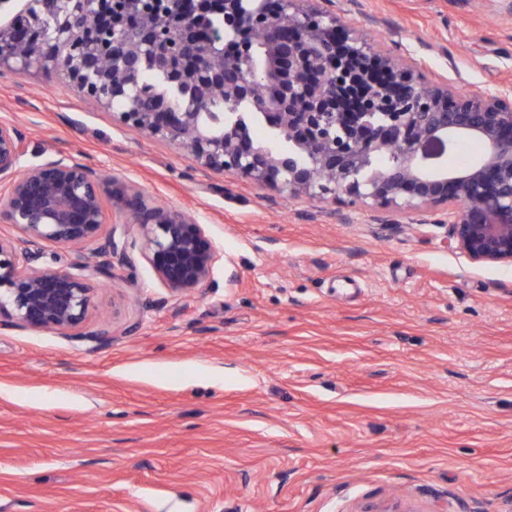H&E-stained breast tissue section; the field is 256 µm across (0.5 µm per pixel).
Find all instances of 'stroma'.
<instances>
[{
	"label": "stroma",
	"instance_id": "1",
	"mask_svg": "<svg viewBox=\"0 0 512 512\" xmlns=\"http://www.w3.org/2000/svg\"><path fill=\"white\" fill-rule=\"evenodd\" d=\"M316 5L424 81L512 87V0ZM112 113L62 72L0 68L21 166L132 181L224 263L176 298L139 259L80 330H0V512H512V264L451 248L446 206L291 197Z\"/></svg>",
	"mask_w": 512,
	"mask_h": 512
}]
</instances>
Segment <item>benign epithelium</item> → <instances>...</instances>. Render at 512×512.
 Segmentation results:
<instances>
[{
  "label": "benign epithelium",
  "instance_id": "obj_1",
  "mask_svg": "<svg viewBox=\"0 0 512 512\" xmlns=\"http://www.w3.org/2000/svg\"><path fill=\"white\" fill-rule=\"evenodd\" d=\"M41 0L55 26L31 45L77 89L109 105L133 99L143 63L199 100L224 92L264 110L289 152L251 137L242 121L215 125L204 112L137 106L113 116L144 134L182 146L206 165L286 190L291 196H346L371 207L405 210L448 205L450 245L480 263L512 264V89L462 93L419 81L414 63L397 62L335 16L288 0L249 13L244 0H196L183 10L150 11L146 0H112V64L98 63V42L83 19L103 0ZM138 13L135 27L125 21ZM213 14L224 31L202 44L163 43ZM18 66L11 25L0 24V67ZM478 141L480 156L451 169L448 155ZM21 135L0 125V220L17 236L0 238V327L67 334L84 322L98 276L131 267L133 244L115 225L140 229L142 258L171 296L196 291L224 261L223 250L186 211L160 204L134 184L70 157L20 169ZM115 218L105 228V203ZM92 245V262L37 265L43 245Z\"/></svg>",
  "mask_w": 512,
  "mask_h": 512
}]
</instances>
